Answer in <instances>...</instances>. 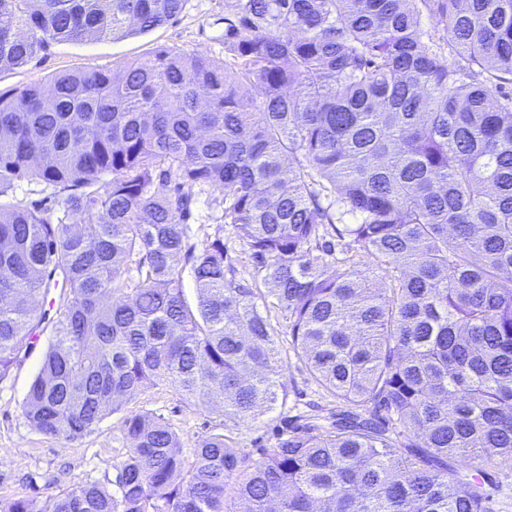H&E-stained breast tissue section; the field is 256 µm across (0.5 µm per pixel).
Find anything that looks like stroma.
<instances>
[{"label": "stroma", "instance_id": "stroma-1", "mask_svg": "<svg viewBox=\"0 0 512 512\" xmlns=\"http://www.w3.org/2000/svg\"><path fill=\"white\" fill-rule=\"evenodd\" d=\"M161 46L223 58L224 0H187L172 23L145 34L114 41L51 43L25 66L1 71L0 91L34 83L46 85L62 71L112 69L147 57ZM267 314L284 360L281 383L286 399L246 427L225 418L221 409L199 406L174 389L157 387L123 401L120 411L107 415L78 441L44 435L23 412L28 388L51 339L50 334H40L9 375L0 380V506L19 498L42 501L56 497L76 483L111 487L127 448L122 420L132 413L151 412L169 421L180 437L184 457H191L204 437L222 431L232 435L239 454L252 461L275 445L283 428L302 423L307 415H327L336 407V399L296 355L284 313L271 306Z\"/></svg>", "mask_w": 512, "mask_h": 512}]
</instances>
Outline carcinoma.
I'll list each match as a JSON object with an SVG mask.
<instances>
[{"instance_id":"obj_1","label":"carcinoma","mask_w":512,"mask_h":512,"mask_svg":"<svg viewBox=\"0 0 512 512\" xmlns=\"http://www.w3.org/2000/svg\"><path fill=\"white\" fill-rule=\"evenodd\" d=\"M185 4L0 0V71ZM225 6L222 60L163 48L0 92V194L31 179L61 198L0 205V379L49 328L24 402L46 435L75 442L159 386L258 420L283 360L236 282L230 224L343 407L253 463L214 433L188 465L168 421L130 414L116 490L3 512H492L485 473L448 459L512 464V0ZM213 189L224 223L195 241ZM335 239L397 275L339 269ZM52 286L55 317L39 316Z\"/></svg>"}]
</instances>
